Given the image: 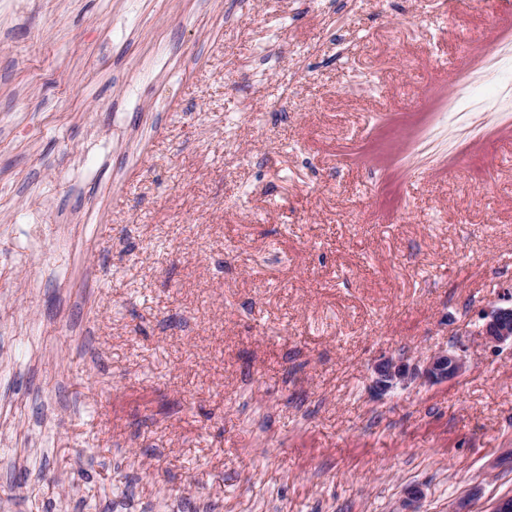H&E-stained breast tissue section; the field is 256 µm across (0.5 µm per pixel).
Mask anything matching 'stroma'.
I'll return each instance as SVG.
<instances>
[{
    "instance_id": "obj_1",
    "label": "stroma",
    "mask_w": 512,
    "mask_h": 512,
    "mask_svg": "<svg viewBox=\"0 0 512 512\" xmlns=\"http://www.w3.org/2000/svg\"><path fill=\"white\" fill-rule=\"evenodd\" d=\"M509 289L512 0H0V512H490ZM510 295V296H509ZM507 301L510 306L497 307L483 315L482 326L478 330V336H483L486 343L499 346L509 343L512 345V293H507ZM422 376L431 382L448 381L458 377L466 364L461 355L455 353L436 352L423 360ZM416 374L415 368L403 359L385 357L374 364L372 386L377 393L383 394L398 384H404Z\"/></svg>"
}]
</instances>
